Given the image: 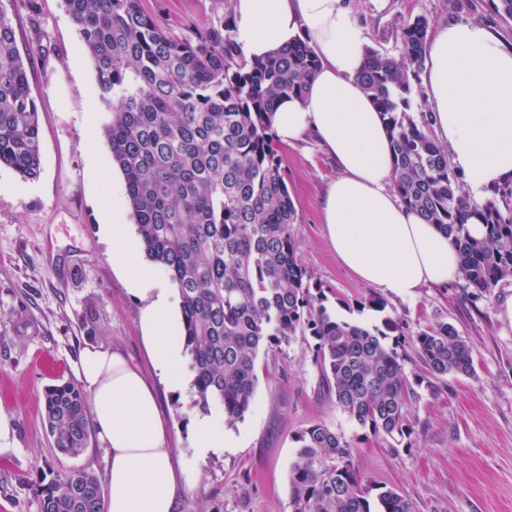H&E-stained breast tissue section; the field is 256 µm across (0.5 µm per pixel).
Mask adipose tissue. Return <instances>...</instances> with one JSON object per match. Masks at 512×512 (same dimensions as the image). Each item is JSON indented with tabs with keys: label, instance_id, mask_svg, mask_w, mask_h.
<instances>
[{
	"label": "adipose tissue",
	"instance_id": "ef3b65f1",
	"mask_svg": "<svg viewBox=\"0 0 512 512\" xmlns=\"http://www.w3.org/2000/svg\"><path fill=\"white\" fill-rule=\"evenodd\" d=\"M235 40L247 58L263 57L309 36L321 65L303 98H285L273 116L278 139L314 134L340 170L324 195L322 219L337 259L388 294L414 298L427 284L459 276L447 235L408 208L392 188L393 156L380 113L357 79L365 36L351 0H234ZM422 82L432 133L472 194L512 177V46L487 27L450 22L426 51ZM126 203L112 208V267L141 297V328L154 369L187 392L181 370L182 317L172 292L156 285L139 254ZM89 394L92 422L110 449L106 512H173L176 450L157 395L142 371L116 350L85 349L76 368Z\"/></svg>",
	"mask_w": 512,
	"mask_h": 512
}]
</instances>
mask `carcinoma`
<instances>
[{"instance_id": "obj_1", "label": "carcinoma", "mask_w": 512, "mask_h": 512, "mask_svg": "<svg viewBox=\"0 0 512 512\" xmlns=\"http://www.w3.org/2000/svg\"><path fill=\"white\" fill-rule=\"evenodd\" d=\"M92 60L104 112L102 135L121 172L128 207L148 257L176 285L196 403L213 402L233 422L249 410L255 361L272 342L306 333L336 406L391 448L404 444L413 391L398 343L400 323L371 298L379 323L345 319L311 293L297 257L296 211L273 145L279 99L304 95L320 58L296 38L265 59L242 56L234 27L220 18L175 37L141 0H64ZM430 21L400 25L399 53L365 48L359 73L391 137L392 187L403 203L448 235L471 302L512 281V181L482 204L459 186L448 148L431 135L411 83L426 59ZM33 54L15 48L12 17L0 4V165L24 180L41 172L39 115L31 96ZM485 234L471 236L468 224ZM425 371L441 378L474 371L470 346L447 323L412 338ZM47 428L60 453L76 457L91 437L89 406L72 381L44 396ZM288 483L292 512H415L393 487L363 483L354 445L323 423L300 432ZM40 512H104L98 478L71 469L41 489Z\"/></svg>"}]
</instances>
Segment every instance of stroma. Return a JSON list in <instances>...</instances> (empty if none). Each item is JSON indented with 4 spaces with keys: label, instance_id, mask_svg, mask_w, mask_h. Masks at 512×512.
I'll return each mask as SVG.
<instances>
[{
    "label": "stroma",
    "instance_id": "obj_1",
    "mask_svg": "<svg viewBox=\"0 0 512 512\" xmlns=\"http://www.w3.org/2000/svg\"><path fill=\"white\" fill-rule=\"evenodd\" d=\"M13 17L15 46L33 53L29 75L39 112L42 169L23 181L0 166V182L21 192H0V512H40L43 485L56 474L86 469L107 479L106 445L91 436L76 457L56 454L44 423L47 386L75 377L88 346L120 349L152 375L140 330L142 300L112 267V240L104 231L112 204L123 197L120 171L108 162L103 114L87 48L63 0H0ZM172 35L189 37L232 6L216 0H142ZM367 46L397 53L401 23L426 16L432 27L464 20L490 28L512 44V19L497 16L489 0H352ZM295 205V247L313 275L324 305L361 320L386 314L402 326L398 351L412 382L407 447L390 448L357 427L323 390L313 360L312 336L262 348L249 411L225 423L235 447L198 459L194 419L201 406L158 385L162 411L180 462L176 512H291L288 468L294 438L323 423L354 444L362 478L397 488L415 512H512V281L501 283L479 306L466 298L464 281L426 286L403 300L366 285L337 260L322 223V199L338 169L314 141L277 143ZM384 313L361 309L365 299ZM96 307L99 331L86 336L81 319ZM448 323L470 347L474 373L435 378L412 345L418 332Z\"/></svg>",
    "mask_w": 512,
    "mask_h": 512
}]
</instances>
